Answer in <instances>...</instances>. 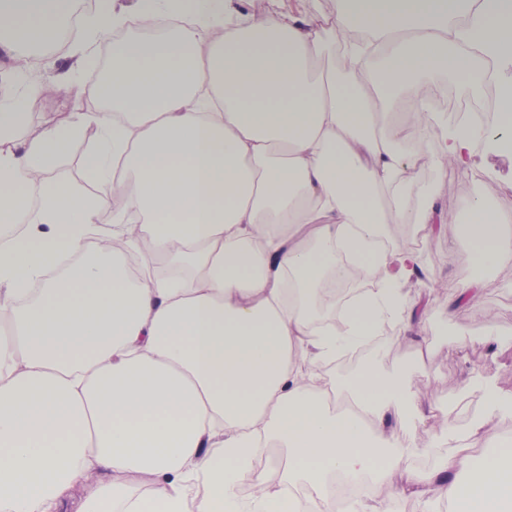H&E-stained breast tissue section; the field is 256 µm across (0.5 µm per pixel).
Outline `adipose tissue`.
<instances>
[{"label":"adipose tissue","mask_w":512,"mask_h":512,"mask_svg":"<svg viewBox=\"0 0 512 512\" xmlns=\"http://www.w3.org/2000/svg\"><path fill=\"white\" fill-rule=\"evenodd\" d=\"M72 12L0 0V32L36 35ZM165 13L188 23L113 43L111 77L86 91L103 110L24 137L19 106L0 103V227L21 228L0 246V512H300L285 495L297 477L320 505L330 474L388 484L409 456L398 431L420 411L399 380L363 369L346 384L355 412L337 413L314 367L385 321L416 322L399 285L419 255L384 245L386 209L421 163L405 144L436 128L431 154L462 169L477 148L419 88L492 75L511 113L512 0H336L326 24L138 0L143 29ZM125 20L99 0L77 67ZM351 33L363 40L342 74L319 72L331 38ZM90 127L81 189L55 170ZM453 222L454 261L512 265L496 208L472 199ZM108 232L124 250L95 246ZM160 258L189 274L158 273ZM355 276L375 288L320 329L325 281ZM270 437L289 459L275 476L253 465ZM410 481L452 512H512V446Z\"/></svg>","instance_id":"1"}]
</instances>
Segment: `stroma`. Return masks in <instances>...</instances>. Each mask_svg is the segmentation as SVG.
Segmentation results:
<instances>
[{
	"instance_id": "1",
	"label": "stroma",
	"mask_w": 512,
	"mask_h": 512,
	"mask_svg": "<svg viewBox=\"0 0 512 512\" xmlns=\"http://www.w3.org/2000/svg\"><path fill=\"white\" fill-rule=\"evenodd\" d=\"M77 47L73 40L65 48L41 54L27 77L10 75V60L0 54V100H21L27 116L25 134H38L48 123L73 112L96 111L97 100L78 97L68 87L67 74L75 65ZM36 79L57 83L56 93L49 98L28 93L30 81ZM426 190L444 213L457 211L478 196L512 217V154L479 148L467 169L423 168L417 181L404 188L403 198L414 204ZM395 230L393 247L420 244V270L402 288L409 298L425 302L424 322L412 328L389 323L355 364L320 363L316 370L338 387L368 363L382 374L402 379L410 392L418 394L419 407L429 416L428 421L413 422L407 432L418 448L431 453L416 469L433 472L449 453L443 431L433 422L435 415L445 413L448 403L468 397L471 386L480 380L494 382L512 397V266L481 273L463 263H449L448 240L455 227L448 223L432 232L418 224H399ZM477 276L484 279L480 294L449 310L447 285ZM420 337L429 343V354L419 355L415 342Z\"/></svg>"
}]
</instances>
